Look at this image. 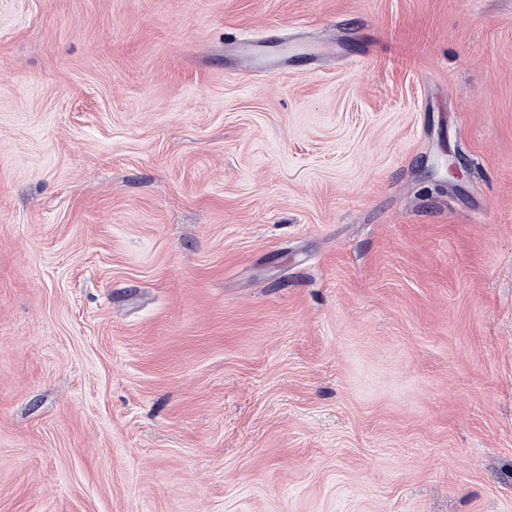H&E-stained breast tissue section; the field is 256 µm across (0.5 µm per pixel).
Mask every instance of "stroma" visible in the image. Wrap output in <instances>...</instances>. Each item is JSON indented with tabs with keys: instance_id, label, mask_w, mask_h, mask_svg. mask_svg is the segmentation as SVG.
I'll return each mask as SVG.
<instances>
[{
	"instance_id": "35a3bbf8",
	"label": "stroma",
	"mask_w": 512,
	"mask_h": 512,
	"mask_svg": "<svg viewBox=\"0 0 512 512\" xmlns=\"http://www.w3.org/2000/svg\"><path fill=\"white\" fill-rule=\"evenodd\" d=\"M0 512H512V0H0ZM344 47L340 40L311 43L290 41L281 37L261 36L234 38L224 43V70L244 66L261 77L267 74L282 76L295 73L299 62H304L313 72L330 59L342 58Z\"/></svg>"
}]
</instances>
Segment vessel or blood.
I'll return each mask as SVG.
<instances>
[{"instance_id":"b4317fda","label":"vessel or blood","mask_w":512,"mask_h":512,"mask_svg":"<svg viewBox=\"0 0 512 512\" xmlns=\"http://www.w3.org/2000/svg\"><path fill=\"white\" fill-rule=\"evenodd\" d=\"M341 41L311 43L291 41L281 36H261L234 39L224 46V67L231 70L242 66L261 77L282 76L295 72L298 63L317 70L328 60L343 57Z\"/></svg>"}]
</instances>
